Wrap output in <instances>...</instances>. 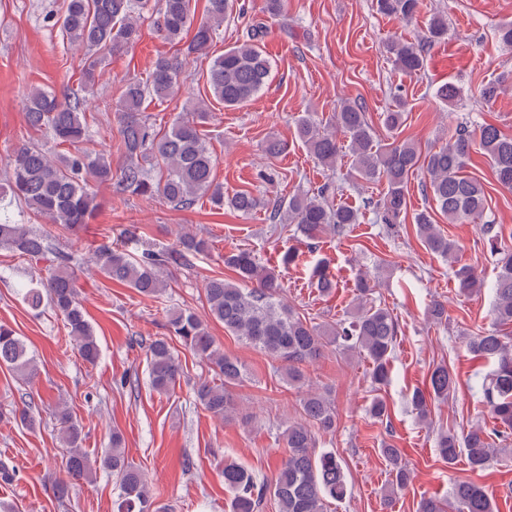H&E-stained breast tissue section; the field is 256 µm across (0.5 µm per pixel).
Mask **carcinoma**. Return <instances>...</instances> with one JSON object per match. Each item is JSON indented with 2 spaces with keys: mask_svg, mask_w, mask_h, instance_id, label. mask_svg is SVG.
I'll return each instance as SVG.
<instances>
[{
  "mask_svg": "<svg viewBox=\"0 0 512 512\" xmlns=\"http://www.w3.org/2000/svg\"><path fill=\"white\" fill-rule=\"evenodd\" d=\"M150 0H67L58 19L63 35L85 59V86L95 84L97 69L107 55L116 53L139 33L138 22ZM420 0H375L376 11L387 17L407 19L415 15ZM234 0H207L205 17L194 23L191 0H158L157 29L169 43L180 44L189 28L194 34L183 48V57H159L148 78L125 85L113 112L120 137L124 164L112 168L105 152L86 147L90 131L83 102L69 95L62 97L33 88L26 98L25 118L32 129L44 134L41 143L24 144L16 149L5 182L0 183V198H10L36 216H41L65 233L88 222L99 209L90 182L107 185L121 200L126 196L161 195L176 208H193L198 198L209 196L214 206H228L248 214L262 205L273 224H293L295 232L314 241L325 235L343 236L358 223L357 210L330 204L332 187L325 184L309 193L262 200L249 192L224 195V185L216 180L217 157L211 151L200 125L208 109L196 103L193 115L175 120L163 133L144 115L145 103L167 101L186 87L183 60L204 54L215 31L231 17ZM448 33V24L433 17L423 36L415 42L392 39L386 52L393 67L406 76L421 72L424 54ZM267 34L266 24L253 20L242 39L214 58L207 82L213 96L227 108L251 101L262 90L271 73V62L260 48ZM503 90L500 79L483 84L478 96L492 102ZM406 102L398 99L396 108L384 113L383 123L392 133L405 121ZM334 129L328 130L307 112L295 121V140L304 145L321 165L334 168L341 147L336 131L348 138L358 176L369 183H385L383 195L373 202L377 221L394 229L407 214V184L415 171L425 172V192L435 211L450 224H464L482 218L487 202L485 184L465 174L470 161L471 135L465 126L438 150L421 156L414 143L393 141L385 146L375 142L364 108L345 101L334 113ZM480 146L489 158L497 184L512 190V136L496 126L480 128ZM67 144L72 151L60 154L56 147ZM417 234L426 248L448 259L457 246L434 224L432 212L414 214ZM491 252L498 255L495 277L494 318L501 326L512 325V249L499 242L493 224L481 227ZM0 246L30 260L52 258L46 276L20 289L22 301L32 310L49 304L64 319L68 337L80 356L94 364L100 346L77 294V272L92 265L114 283L135 289L145 297L163 295L170 267L208 250V240L190 230L177 234L171 246L145 249L133 256L112 244L101 245L92 253L64 251L50 236L29 224L0 220ZM224 264L235 272V280L210 278L204 284L209 316L224 324V329L250 346L281 363L280 379L288 386L303 382L302 365L316 360L329 345L367 357L371 363L370 382L379 388L388 383L390 358L396 342L398 324L392 313L380 305L359 303L350 319L329 328L313 325L279 298L278 274L262 267L247 252L224 257ZM170 335L156 336L145 343L151 387L167 393L182 376L183 368L170 340L175 337L200 359L207 362L212 379L196 388V400L209 413L224 418L234 410L231 388L248 375L246 365L224 354L210 335L208 325L194 312L180 310L168 319ZM469 351L494 362L489 382L482 385V402L488 407L492 425L477 427L462 436L442 431L437 438L439 456L453 465L465 456L471 469L488 470L499 462L495 441L512 438V345L497 331L471 338ZM0 366L31 378L37 367L26 344L7 325L0 324ZM458 376L446 364L433 368L423 389L413 390L410 400L423 419L429 402L444 400L456 392ZM304 420L292 423L282 433L286 455L269 479H258L245 466L224 463V488L231 493V512H263L266 500L273 498L278 512H328L332 500L348 492L341 461L331 451L315 452L317 433L336 428V411L320 393L308 390L302 403ZM66 447L65 470L69 477L82 479L102 469L112 473L121 491L117 512H167L150 494L143 472L129 459L120 431H112V446L94 458L82 448L83 430L64 402L52 408ZM380 453L393 475L392 488L405 489L410 473L401 463V454L386 442ZM417 512H495L493 499L485 489L471 481L458 479L451 485L448 500L423 498Z\"/></svg>",
  "mask_w": 512,
  "mask_h": 512,
  "instance_id": "obj_1",
  "label": "carcinoma"
}]
</instances>
